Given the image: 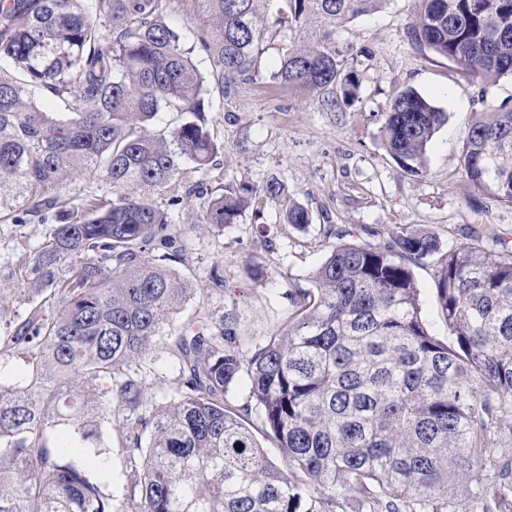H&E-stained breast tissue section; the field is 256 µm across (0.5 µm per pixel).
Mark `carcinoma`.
Returning <instances> with one entry per match:
<instances>
[{"mask_svg": "<svg viewBox=\"0 0 512 512\" xmlns=\"http://www.w3.org/2000/svg\"><path fill=\"white\" fill-rule=\"evenodd\" d=\"M166 2L0 0V224L54 222L24 269L28 317L0 348L25 373L0 384V512H118L62 454L103 447L105 422L126 454L130 512H512V245L471 235L443 253L432 229L373 243L325 224L329 251L288 289L275 333L243 335L235 307L169 330L192 294L176 270L193 263L181 209L199 202L198 223L220 230L282 193L277 181L213 189L186 171L223 150L213 97L257 77L278 33L273 80L333 107L339 85L351 102L358 80L332 35L387 0H189L190 46ZM416 3V45L476 82L512 75V0ZM161 112L181 120L158 128ZM446 122L408 88L380 138L418 176ZM459 162L472 193L512 205V106L475 113ZM87 176L111 195L57 209ZM284 220L312 222L299 203ZM428 265L445 340L422 316L414 268ZM158 351L175 373L165 403L149 381ZM238 384L249 397L233 409Z\"/></svg>", "mask_w": 512, "mask_h": 512, "instance_id": "carcinoma-1", "label": "carcinoma"}]
</instances>
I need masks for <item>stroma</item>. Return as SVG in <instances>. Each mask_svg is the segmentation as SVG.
Wrapping results in <instances>:
<instances>
[{"label":"stroma","mask_w":512,"mask_h":512,"mask_svg":"<svg viewBox=\"0 0 512 512\" xmlns=\"http://www.w3.org/2000/svg\"><path fill=\"white\" fill-rule=\"evenodd\" d=\"M414 0H388L380 11L337 26L336 48L344 70L359 79L351 103L328 106L271 82L281 41L265 46L256 81L238 84L211 112V133L224 150L203 174L209 186L275 180L284 190L262 209H246L237 223L212 231L196 224V207H186L181 224L191 226L196 248L187 273L195 293L184 317L222 315L236 308L241 329L254 340L277 331L288 315V288L324 260V224L387 233L395 227L437 230L442 248L462 242L469 227L512 241V207L472 194L459 169L463 134L474 113L512 101V77L484 85L460 74L456 65L417 47L409 28ZM412 88L448 120L428 147L427 169L404 173L382 148L379 127L391 97ZM307 207L312 224L300 232L284 224L291 203ZM270 234L261 237L259 225ZM47 224H0V336L8 335L29 311L19 269L39 251ZM224 277L223 297L205 298L211 270ZM86 468L114 503L126 493L123 449H85Z\"/></svg>","instance_id":"stroma-1"}]
</instances>
